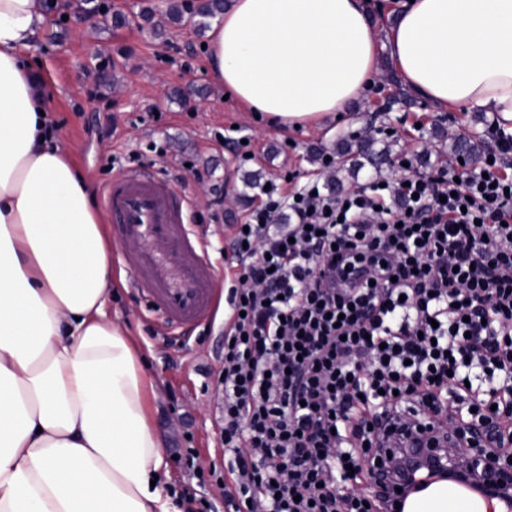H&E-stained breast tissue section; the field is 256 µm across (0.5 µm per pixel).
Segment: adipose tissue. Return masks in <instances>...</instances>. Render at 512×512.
Masks as SVG:
<instances>
[{
	"label": "adipose tissue",
	"instance_id": "ef3b65f1",
	"mask_svg": "<svg viewBox=\"0 0 512 512\" xmlns=\"http://www.w3.org/2000/svg\"><path fill=\"white\" fill-rule=\"evenodd\" d=\"M51 7L0 0V512H182L159 478L136 349L105 312L102 216L31 73ZM386 38L416 92L512 132V0H403ZM208 54L217 83L288 130L379 78L367 0H230Z\"/></svg>",
	"mask_w": 512,
	"mask_h": 512
}]
</instances>
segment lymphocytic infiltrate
<instances>
[{"label":"lymphocytic infiltrate","instance_id":"f902f5d3","mask_svg":"<svg viewBox=\"0 0 512 512\" xmlns=\"http://www.w3.org/2000/svg\"><path fill=\"white\" fill-rule=\"evenodd\" d=\"M340 197L271 184L233 225L215 472L247 512H394L386 437L429 412L512 462V134ZM264 449L255 460L253 449Z\"/></svg>","mask_w":512,"mask_h":512}]
</instances>
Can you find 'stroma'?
<instances>
[{
  "label": "stroma",
  "instance_id": "stroma-1",
  "mask_svg": "<svg viewBox=\"0 0 512 512\" xmlns=\"http://www.w3.org/2000/svg\"><path fill=\"white\" fill-rule=\"evenodd\" d=\"M175 2L104 0L105 11L84 24L83 0H62L59 12L46 19L31 59L47 83L56 139L93 193L119 170L140 165L196 198L191 220L209 244L217 291H224L229 273L224 255L231 250L230 226L261 201L260 189L245 187L246 174L294 190L316 176V151L335 154L339 137L369 124L389 133L397 158L412 157L451 120L469 133L488 131L485 112L458 108L447 114L419 97L407 106L390 84L372 88L326 127L277 130L213 81L204 48L209 34L173 21ZM116 15L125 17V25H114ZM188 88L194 91L188 100L175 97V90ZM230 128L250 137L253 159L242 160L233 142H220ZM216 210L218 223L210 219ZM112 272L108 315L134 341L153 385L150 421L162 439L167 487L190 490L204 504L222 503L212 471L224 462L216 397L224 316L216 314L208 325L188 329L187 339L175 340L146 300L127 288L124 270L116 265ZM176 448L190 450L192 465L173 459Z\"/></svg>",
  "mask_w": 512,
  "mask_h": 512
}]
</instances>
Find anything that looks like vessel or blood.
Wrapping results in <instances>:
<instances>
[{"instance_id":"vessel-or-blood-1","label":"vessel or blood","mask_w":512,"mask_h":512,"mask_svg":"<svg viewBox=\"0 0 512 512\" xmlns=\"http://www.w3.org/2000/svg\"><path fill=\"white\" fill-rule=\"evenodd\" d=\"M118 237L137 239L134 254H116L127 285L143 295L173 334L199 326L216 308L215 268L200 237L189 224L191 201L175 192L158 173L134 168L117 173L103 188ZM444 504L448 512H483L484 498L467 485L426 480L407 500L404 512H427Z\"/></svg>"}]
</instances>
